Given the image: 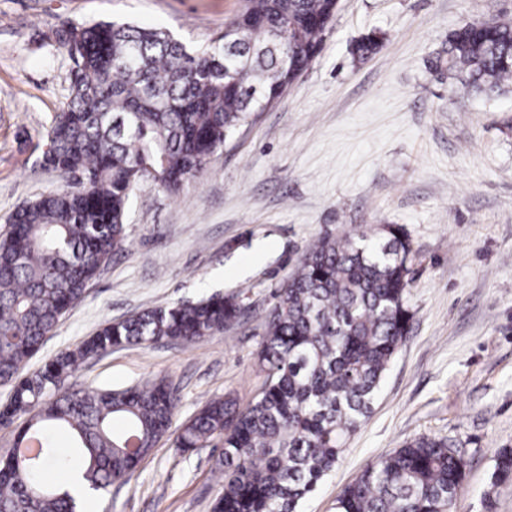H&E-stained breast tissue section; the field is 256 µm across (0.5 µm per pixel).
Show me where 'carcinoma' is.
<instances>
[{
  "mask_svg": "<svg viewBox=\"0 0 512 512\" xmlns=\"http://www.w3.org/2000/svg\"><path fill=\"white\" fill-rule=\"evenodd\" d=\"M335 0H242L205 48L132 23L66 25L55 44L75 52L68 102L44 144L51 169L81 187L16 208L0 235V418L27 417L0 452V512H83V501L128 481L164 437L188 451L213 441L222 490L212 512H297L371 411L406 338L411 315L408 237L326 235L308 249L264 320L261 392L242 406L210 400L172 431L176 397L156 376L123 389H61L87 360L160 340L193 345L237 324L235 293L144 310L108 322L37 370L30 359L86 283L126 244L133 189L144 179L171 194L202 174L226 138L264 111L306 69ZM448 77L490 97L512 82V25L470 22L448 39ZM71 434L61 454L52 431ZM64 471L61 484L46 480ZM465 469L445 438L420 436L366 465L335 512H449Z\"/></svg>",
  "mask_w": 512,
  "mask_h": 512,
  "instance_id": "cac0c4a2",
  "label": "carcinoma"
}]
</instances>
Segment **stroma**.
<instances>
[{
    "mask_svg": "<svg viewBox=\"0 0 512 512\" xmlns=\"http://www.w3.org/2000/svg\"><path fill=\"white\" fill-rule=\"evenodd\" d=\"M240 0H0V230L14 209L66 186L40 169L43 135L68 96L71 62L48 36L62 20L129 22L214 41ZM512 23V0H339L297 82L229 137L175 195L135 188L127 240L32 358L37 369L101 325L177 301L236 292L238 325L192 346L161 341L84 363L67 385L118 388L157 375L175 389L174 427L209 400L261 390L263 320L311 243L402 227L413 318L369 418L336 469L300 505L334 512L364 466L421 435L467 461L452 512H512V86L493 98L451 84L449 35ZM373 37L372 54L356 48ZM214 447L161 440L132 479L90 512H211Z\"/></svg>",
    "mask_w": 512,
    "mask_h": 512,
    "instance_id": "stroma-1",
    "label": "stroma"
}]
</instances>
